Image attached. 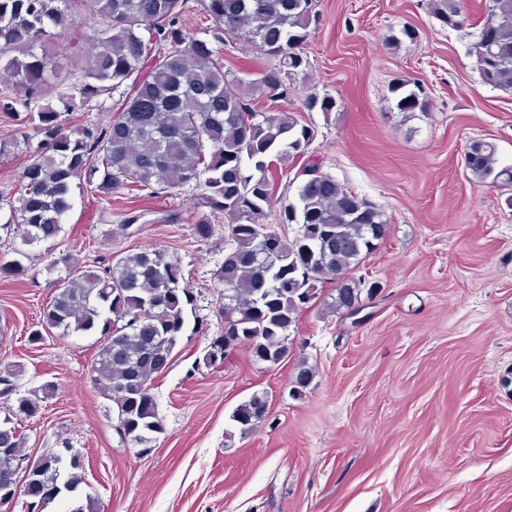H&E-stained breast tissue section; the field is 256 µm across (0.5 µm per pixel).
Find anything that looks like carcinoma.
<instances>
[{
	"mask_svg": "<svg viewBox=\"0 0 512 512\" xmlns=\"http://www.w3.org/2000/svg\"><path fill=\"white\" fill-rule=\"evenodd\" d=\"M187 0H0V72L14 80L24 97L18 116L24 138L37 145L18 176L19 207L14 217L31 244L56 239L74 207L72 183L84 178L95 191L112 196L135 187L152 194L195 183L203 187L199 207L235 217L227 224L231 249L217 277L224 287L218 307L224 332L211 338L207 365L224 361L229 345H246L262 362L277 365L288 358L289 330L305 305L317 299L318 284L335 282L332 308L349 315L361 308L360 283L352 272L388 233L383 211L372 201L306 164L295 199L280 209V223L293 227L283 249L260 261L257 228L267 224L279 175L306 153L314 129L294 112H263L254 101L276 102L286 86L308 79L303 45L313 22L310 0H197L215 40L226 35L258 53L277 59L250 79L224 70L220 49L205 39L187 37L182 14ZM432 15L443 25L460 28L465 17L455 0H430ZM494 23L491 37L473 44L483 81L512 89V0H489L480 26ZM80 57L91 41L85 80L72 92L57 95V105L35 108L53 71L47 45L60 34ZM389 92L395 108L414 117L427 116L430 99L420 88L399 79ZM112 100V117L104 127L80 124L66 129V116L81 112L103 95ZM336 99L307 98L308 111L328 117ZM497 147L475 140L466 168L480 180L512 185V169L496 168ZM54 296L43 310L40 328L30 334L39 343L54 329L63 336L97 333L92 380L115 405L123 435L149 448L163 432L152 379L164 374L183 336L189 290L181 286L182 268L160 248L121 257L100 271L85 270L71 253H60L48 273ZM10 368L0 370V395H16L15 406L0 422L34 417L56 393V384L16 394ZM313 380L301 364L292 395L300 396ZM265 395L240 404L232 420L240 432L252 430L268 411ZM23 436L11 428L0 434V468L18 461L33 481L27 500L45 508L56 496L77 492L81 456L69 445L54 461L29 460Z\"/></svg>",
	"mask_w": 512,
	"mask_h": 512,
	"instance_id": "carcinoma-1",
	"label": "carcinoma"
}]
</instances>
